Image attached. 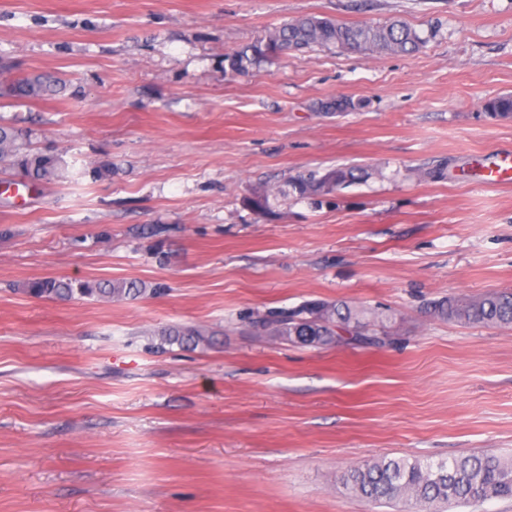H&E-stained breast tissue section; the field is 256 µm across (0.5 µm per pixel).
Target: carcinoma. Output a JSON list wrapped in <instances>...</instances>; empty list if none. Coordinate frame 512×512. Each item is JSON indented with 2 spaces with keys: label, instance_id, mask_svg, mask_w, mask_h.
I'll return each instance as SVG.
<instances>
[{
  "label": "carcinoma",
  "instance_id": "cac0c4a2",
  "mask_svg": "<svg viewBox=\"0 0 512 512\" xmlns=\"http://www.w3.org/2000/svg\"><path fill=\"white\" fill-rule=\"evenodd\" d=\"M428 37L406 22L393 19L376 25L339 23L328 17L305 16L288 21L263 38L225 57L229 70L245 72L288 50L378 51L410 55L425 46ZM62 81L42 75L20 78L12 95L37 100L52 94ZM486 114L497 120L512 118V94L483 102ZM25 138L13 128L0 127V166L18 165L37 180L54 176L55 161L30 152ZM362 177L356 167H336L323 173L311 170L290 183L300 198L333 194ZM28 291L40 298L68 300L74 295L118 301L137 296L145 289L135 281L90 282L63 277L36 279ZM434 317L460 323L512 326V290L472 296L450 295L428 305ZM393 313L344 300H311L292 308L271 310L249 321L260 336L310 346H329L342 341L380 346L389 333ZM163 341L180 346L210 343V334L194 327L162 331ZM343 487L368 499H401L415 504H469L490 498H512V458L493 453L452 456L431 460L383 457L355 465L342 476Z\"/></svg>",
  "mask_w": 512,
  "mask_h": 512
}]
</instances>
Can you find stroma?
Segmentation results:
<instances>
[{"instance_id":"35a3bbf8","label":"stroma","mask_w":512,"mask_h":512,"mask_svg":"<svg viewBox=\"0 0 512 512\" xmlns=\"http://www.w3.org/2000/svg\"><path fill=\"white\" fill-rule=\"evenodd\" d=\"M407 22L411 55L226 53L301 16ZM67 83L36 101L14 82ZM512 0H0V125L56 159L0 169V512H435L346 491L381 457H512V327L429 316L512 289ZM353 100L350 112L321 105ZM363 167L321 203L311 169ZM279 188L267 208L255 191ZM124 280L109 302L30 295ZM391 310L381 347L269 342L307 300ZM177 326L215 335L162 343ZM486 114L497 120L512 118V94L497 95L483 102ZM135 281L90 282L73 281L63 277L36 279L28 284V291L40 298L68 300L75 294L96 297L105 301H118L144 293Z\"/></svg>"}]
</instances>
